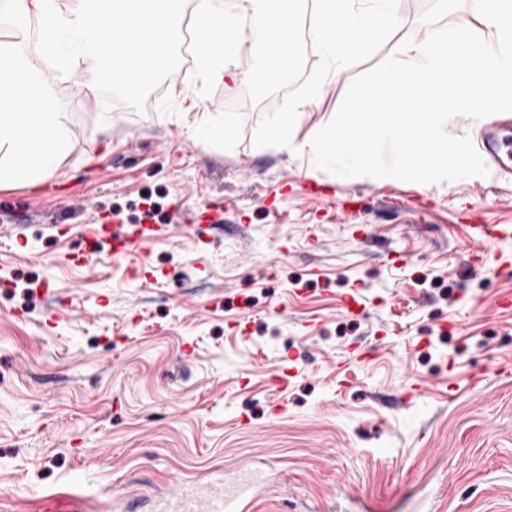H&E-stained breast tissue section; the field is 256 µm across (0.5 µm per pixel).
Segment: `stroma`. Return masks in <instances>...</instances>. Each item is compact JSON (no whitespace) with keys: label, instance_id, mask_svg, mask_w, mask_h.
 <instances>
[{"label":"stroma","instance_id":"1","mask_svg":"<svg viewBox=\"0 0 512 512\" xmlns=\"http://www.w3.org/2000/svg\"><path fill=\"white\" fill-rule=\"evenodd\" d=\"M297 115L299 139L419 15ZM183 59L145 112L54 79L59 170L0 186V512H155L248 467L251 512H512V180L309 172ZM233 140L199 142L204 113ZM142 231L129 251L78 245ZM186 275L202 289L186 295ZM214 289H207V282Z\"/></svg>","mask_w":512,"mask_h":512}]
</instances>
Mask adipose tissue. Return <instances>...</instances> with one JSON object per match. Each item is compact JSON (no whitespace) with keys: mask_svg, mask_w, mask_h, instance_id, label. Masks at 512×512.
I'll use <instances>...</instances> for the list:
<instances>
[{"mask_svg":"<svg viewBox=\"0 0 512 512\" xmlns=\"http://www.w3.org/2000/svg\"><path fill=\"white\" fill-rule=\"evenodd\" d=\"M302 0H196L193 10L194 56L199 72L220 81L230 75L228 59L251 45L253 81L273 85L298 64L297 28Z\"/></svg>","mask_w":512,"mask_h":512,"instance_id":"obj_1","label":"adipose tissue"}]
</instances>
